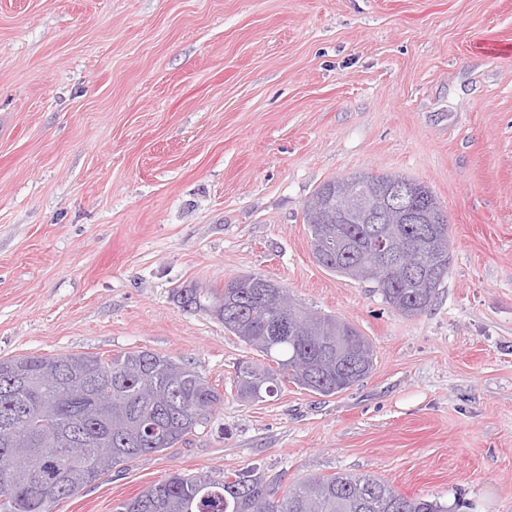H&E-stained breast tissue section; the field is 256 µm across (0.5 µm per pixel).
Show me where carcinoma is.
Listing matches in <instances>:
<instances>
[{
  "instance_id": "obj_1",
  "label": "carcinoma",
  "mask_w": 512,
  "mask_h": 512,
  "mask_svg": "<svg viewBox=\"0 0 512 512\" xmlns=\"http://www.w3.org/2000/svg\"><path fill=\"white\" fill-rule=\"evenodd\" d=\"M386 186L393 180L420 188L418 201H437L425 184L402 174L380 173L361 178ZM311 241L333 233L349 240L346 253L331 261H319L339 276L355 278L351 266H375L369 250L375 225L358 217L345 221L332 211L320 222H307ZM431 236L418 247L420 265L413 272L398 271L369 278L384 302L406 317L429 311L438 288L448 275L451 256L448 225L411 224L409 243L421 235ZM253 274L237 276L224 288H176L173 300L189 311H205L224 323V329L262 353L271 364L259 367L250 360L236 364L231 386L237 396L261 401L275 394L279 383L291 382L323 396H331L362 381L374 366V348L368 337L352 323L333 315L318 314L303 307L298 311L309 323L297 336H276L270 325L288 316L276 311L272 300L252 286ZM70 365L100 378L98 395L112 399V455L97 458L95 443L104 430L100 417L67 397L65 386L48 387L21 395L10 393L9 379L18 373H37L57 365ZM44 402L56 404L57 414L76 413L79 436L85 440L83 457L76 459L62 448L13 447L0 429V472L33 451L43 461L44 473L62 474L67 482L52 486L34 477L5 488L0 485V512H46L47 503L72 497L96 484L112 470L134 460L188 441V435L208 423L224 393L197 371L170 357L149 350L129 351L103 357L70 353L55 357L24 355L0 360V418L22 413L23 425L36 440L53 429L38 416ZM115 512H450L436 500L407 497L373 475L338 473L299 480L275 497L264 477L255 470L227 472L220 478L190 476L175 472L137 495L121 501Z\"/></svg>"
}]
</instances>
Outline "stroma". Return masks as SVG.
<instances>
[{"instance_id":"obj_1","label":"stroma","mask_w":512,"mask_h":512,"mask_svg":"<svg viewBox=\"0 0 512 512\" xmlns=\"http://www.w3.org/2000/svg\"><path fill=\"white\" fill-rule=\"evenodd\" d=\"M491 41L512 42V0H0V359L149 350L224 392L189 443L49 512L250 468L512 512V61ZM359 172L448 214L422 315L312 256L308 200ZM244 274L353 323L371 374L239 399L260 352L172 293ZM372 175L373 174H363V175H358V176L356 175L353 177H349L346 179L341 178V179L327 180L315 190L314 194L312 195L311 200L315 199L319 196L328 195L332 188H336V183H338V182L350 181V180L358 178V177L367 179V178H370ZM372 179H373V183L377 184L378 186H387L388 183H390L393 180H402L403 182H409L415 186H419L421 192L418 195L417 201H419V203L420 202L425 203V200L426 201H434L438 205V207H440V205L438 203L439 200L437 199V197L434 195L433 191L428 186H426L425 184H423L417 180H414L408 176H404L402 174L380 173V174H374ZM424 196H426L425 199H424Z\"/></svg>"}]
</instances>
